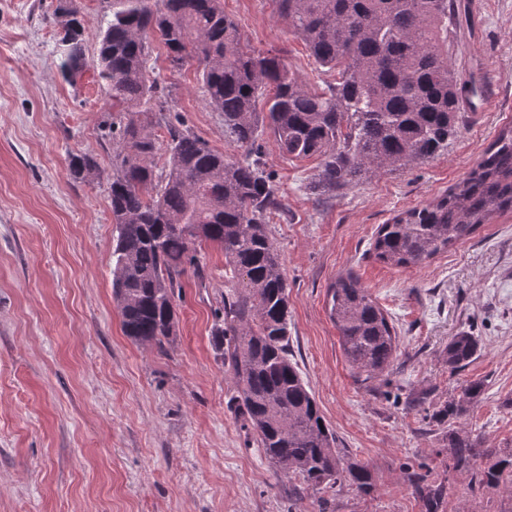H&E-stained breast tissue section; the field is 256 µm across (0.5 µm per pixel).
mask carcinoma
I'll return each mask as SVG.
<instances>
[{
  "mask_svg": "<svg viewBox=\"0 0 512 512\" xmlns=\"http://www.w3.org/2000/svg\"><path fill=\"white\" fill-rule=\"evenodd\" d=\"M69 2L68 17L54 15L65 29L57 38L59 71L71 82L92 66L112 112V291L124 334L160 349L173 342L175 289L199 267L197 242L220 248L236 283L214 330L215 350L235 387L229 411L276 471L297 478L320 503L338 485L370 494L373 471L336 447L289 357L288 283L267 231V214L280 202L262 162V136L270 134L289 158H320V180L330 189L448 148L462 122V96L479 92L476 83L459 82L448 61V29L461 17L463 0H273L316 63L336 71V82L320 90L303 85L280 55L249 48L224 13V0H112L91 61L79 8ZM151 36L172 68L197 64L203 101L221 114L224 139L241 157L212 149L172 122V89L149 65ZM161 123L169 139L167 169L160 172L154 159ZM68 172L75 181L90 180L98 164L72 151ZM506 213H512L511 126L434 203L380 225L372 250L391 266H418ZM328 298L355 373L370 380L393 371L398 337L369 289L353 273H341ZM479 349L477 337L458 333L448 343V368H464ZM483 391V381L470 382L447 415L464 416ZM443 452L449 469L470 473L472 487H501L512 496V448H485L451 429ZM429 472L422 461L405 467L426 512H438L445 488Z\"/></svg>",
  "mask_w": 512,
  "mask_h": 512,
  "instance_id": "carcinoma-1",
  "label": "carcinoma"
}]
</instances>
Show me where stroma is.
Listing matches in <instances>:
<instances>
[{
    "label": "stroma",
    "mask_w": 512,
    "mask_h": 512,
    "mask_svg": "<svg viewBox=\"0 0 512 512\" xmlns=\"http://www.w3.org/2000/svg\"><path fill=\"white\" fill-rule=\"evenodd\" d=\"M477 3L452 30L449 57L478 81L483 108L465 112L435 158L332 190L319 158L263 142L283 204L267 228L288 280L291 354L338 447L377 481L368 495L337 487L327 512H425L401 469L419 456L446 487L440 512H512L501 490L470 492L442 452L451 427L512 448V214L419 266L371 252L379 225L437 200L512 124V0ZM56 4L0 0V512H318L227 407L234 386L213 343L232 288L220 249L202 245L198 271L183 277L167 350L124 335L112 293V115L93 69L62 78ZM224 11L250 48L280 53L304 85L329 81L271 0H224ZM152 62L185 126L230 151L194 67L172 69L159 46ZM74 150L96 158V178L70 179ZM347 271L396 328L389 381L362 380L343 353L327 291ZM462 331L481 350L454 372L445 349ZM478 378L483 395L443 424L439 410Z\"/></svg>",
    "instance_id": "1"
}]
</instances>
